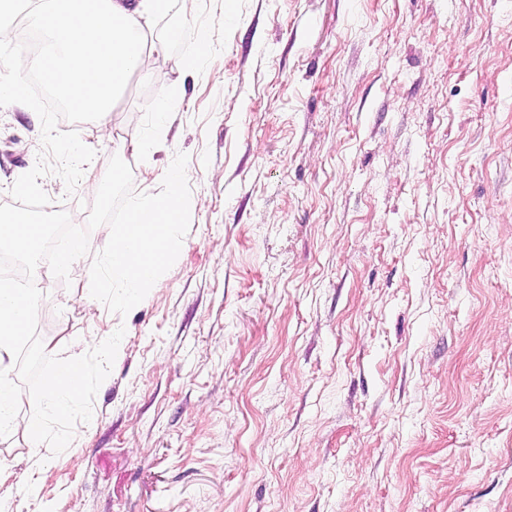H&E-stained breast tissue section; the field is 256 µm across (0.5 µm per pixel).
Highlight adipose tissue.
Returning <instances> with one entry per match:
<instances>
[{"mask_svg":"<svg viewBox=\"0 0 512 512\" xmlns=\"http://www.w3.org/2000/svg\"><path fill=\"white\" fill-rule=\"evenodd\" d=\"M170 0H36L33 26L45 34L29 69L46 76L67 101L103 116L129 75L151 78L148 58L162 54L160 42H147L142 18L165 15ZM36 292L0 283V431L22 430L40 448L44 427L19 417L21 392L11 382L12 356L25 339Z\"/></svg>","mask_w":512,"mask_h":512,"instance_id":"obj_1","label":"adipose tissue"}]
</instances>
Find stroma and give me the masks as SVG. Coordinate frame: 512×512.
Instances as JSON below:
<instances>
[{"label": "stroma", "mask_w": 512, "mask_h": 512, "mask_svg": "<svg viewBox=\"0 0 512 512\" xmlns=\"http://www.w3.org/2000/svg\"><path fill=\"white\" fill-rule=\"evenodd\" d=\"M206 27L209 53L184 68ZM93 142L135 190L189 156L178 259L127 316L47 263L46 353L124 346L12 512H512V0H171ZM177 82L168 151L131 142ZM42 149L0 110V204ZM35 495H27L29 483Z\"/></svg>", "instance_id": "1"}]
</instances>
